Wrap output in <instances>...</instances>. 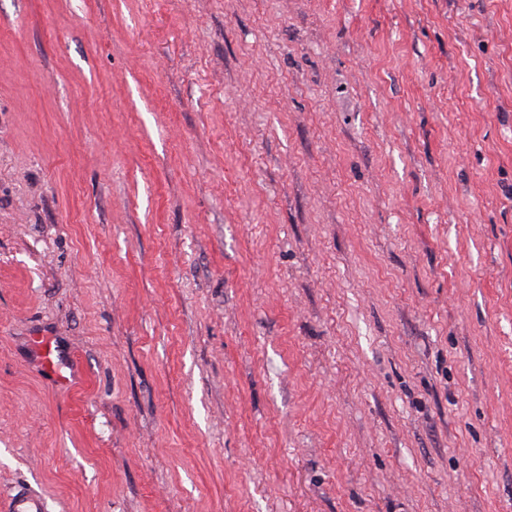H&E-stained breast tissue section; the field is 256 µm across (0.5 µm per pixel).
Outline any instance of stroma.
<instances>
[{
	"label": "stroma",
	"instance_id": "35a3bbf8",
	"mask_svg": "<svg viewBox=\"0 0 512 512\" xmlns=\"http://www.w3.org/2000/svg\"><path fill=\"white\" fill-rule=\"evenodd\" d=\"M22 488L512 512V0H0Z\"/></svg>",
	"mask_w": 512,
	"mask_h": 512
}]
</instances>
